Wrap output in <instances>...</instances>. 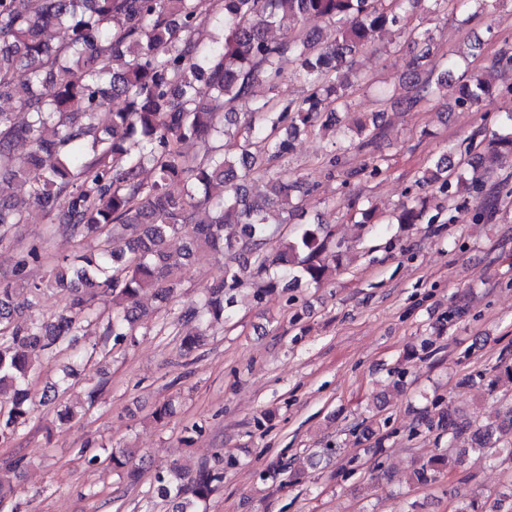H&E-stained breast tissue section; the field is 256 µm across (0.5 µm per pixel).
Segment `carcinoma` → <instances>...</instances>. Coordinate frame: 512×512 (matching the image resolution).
I'll return each instance as SVG.
<instances>
[{
  "instance_id": "1",
  "label": "carcinoma",
  "mask_w": 512,
  "mask_h": 512,
  "mask_svg": "<svg viewBox=\"0 0 512 512\" xmlns=\"http://www.w3.org/2000/svg\"><path fill=\"white\" fill-rule=\"evenodd\" d=\"M472 0H0V97L16 100L20 111H0V185L16 184L21 197L0 194V244L34 209L62 212L59 229L80 245H94L64 257L46 280L27 278V260L0 279V443L15 439L33 400L30 377L43 354L73 347L84 322L95 315V298L110 296L112 313L104 324V342L132 339L145 323L142 296L168 298L176 275L194 249L233 257L207 296L180 319L199 331L181 340L184 350L201 345L200 327L226 321L237 292L253 289V300L305 280L316 286L329 280L347 259L348 248L328 224H300L274 255L266 241L280 233L299 210L304 183L277 169L294 150V140L317 126L336 125L348 107L350 89L366 83L351 57L376 49L383 35L402 31L408 12L426 6L429 17L448 14ZM316 17L324 31L307 32ZM62 27L68 40L56 43ZM284 33L270 38L272 29ZM405 43L410 54L402 85L406 108L437 104L433 85L448 81L461 51L432 63L433 30L414 28ZM297 63L294 79L305 94L277 100L272 93L284 79L282 61ZM455 102L479 110L497 89L481 72H471L455 87ZM240 100L252 102L244 116L234 112ZM111 106L109 125L97 124ZM378 114L354 122L348 148L369 150L384 135ZM206 145L189 158L179 144ZM29 143L25 157L16 144ZM512 159V111L500 129L466 147L453 163L441 156L421 171L417 183L461 199L477 201L474 218L495 220L498 190L495 170ZM398 224L432 222L427 200L402 203ZM232 226L235 231L226 232ZM185 237L186 250L169 242ZM70 295L48 323H18L14 313L36 305L46 291ZM512 382V358L501 359L487 382L493 392ZM73 384L68 377L50 384L42 402L54 405L68 423L92 408L103 388L89 387L79 406L61 399ZM429 428L464 442L457 463L471 453L512 463V406L492 423L471 430L447 413L426 412ZM334 448L304 458H278L262 479L288 474L300 483L306 469L328 463ZM134 448H118L107 467L123 470L134 486L141 470L130 462ZM29 467L21 456L0 470V505L13 499L17 477ZM449 473L448 454L435 453L414 472L412 481L429 485ZM224 480L223 469L206 461L176 463L154 476V489L172 512H198Z\"/></svg>"
}]
</instances>
